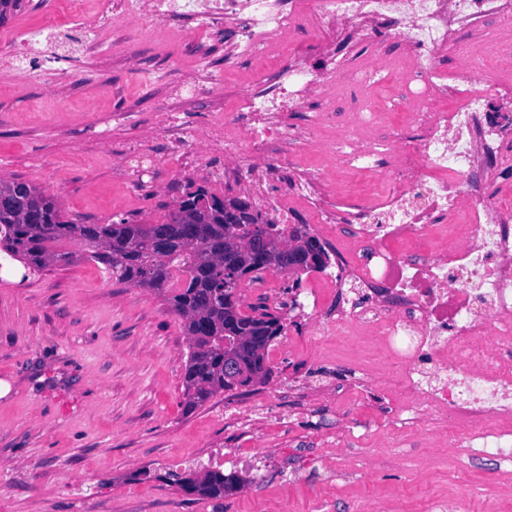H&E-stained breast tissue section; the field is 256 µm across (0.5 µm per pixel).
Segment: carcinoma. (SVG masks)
I'll use <instances>...</instances> for the list:
<instances>
[{
	"mask_svg": "<svg viewBox=\"0 0 512 512\" xmlns=\"http://www.w3.org/2000/svg\"><path fill=\"white\" fill-rule=\"evenodd\" d=\"M224 204L190 183L162 223L78 224L35 184L0 178V252L21 263L26 278L55 263L93 261L119 282L157 291L189 339L182 387L185 409L192 412L219 393L268 379L265 352L283 328L263 304L243 312L240 296L224 294V279L243 283L264 272L307 270L321 262L315 237L299 231L289 246L272 220L227 224ZM254 239L264 242L263 264L249 249ZM64 241H77L83 250H56ZM169 478L184 492L211 499L242 485L219 468Z\"/></svg>",
	"mask_w": 512,
	"mask_h": 512,
	"instance_id": "carcinoma-1",
	"label": "carcinoma"
}]
</instances>
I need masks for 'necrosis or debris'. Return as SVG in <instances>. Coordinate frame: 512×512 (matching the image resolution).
I'll list each match as a JSON object with an SVG mask.
<instances>
[{"label":"necrosis or debris","mask_w":512,"mask_h":512,"mask_svg":"<svg viewBox=\"0 0 512 512\" xmlns=\"http://www.w3.org/2000/svg\"><path fill=\"white\" fill-rule=\"evenodd\" d=\"M80 25L93 37L144 36L190 23L196 67L208 57L275 59L269 82L248 85L235 112L205 129L166 113L172 153L193 172L220 153L223 180L276 186L263 209L290 229L294 203L312 205L337 273H300L295 306L321 336L381 352L395 372L387 394L400 432L447 425L441 453L470 449L512 487V81L488 74L486 55L512 66V0H93ZM490 51L469 46L477 28ZM351 37L372 44L368 63L326 54L308 64L294 40ZM50 27L0 41V64L40 72ZM398 54L383 52L385 43ZM461 62L443 63L448 53ZM305 109L302 123L281 113ZM376 185L373 200L324 199L325 173L289 179L306 151ZM334 291L335 315L320 296Z\"/></svg>","instance_id":"1"}]
</instances>
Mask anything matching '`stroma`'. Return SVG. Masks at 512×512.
Wrapping results in <instances>:
<instances>
[{"label": "stroma", "instance_id": "stroma-1", "mask_svg": "<svg viewBox=\"0 0 512 512\" xmlns=\"http://www.w3.org/2000/svg\"><path fill=\"white\" fill-rule=\"evenodd\" d=\"M69 8L63 0L49 17L28 4L5 24L58 29L44 78L0 67V178L37 184L83 224L162 219L190 182L223 194L208 175L223 156L182 174L162 112L201 126L235 111L257 67L225 66L215 48L208 70L222 75L220 91L188 99L177 82L196 65L193 44L94 47L67 23ZM141 139L159 160L146 188L120 174L124 150ZM266 280L265 293L248 284L242 293L284 320L267 352L271 376L187 413L189 341L158 293L112 280L92 261L54 264L22 283L0 279V381L9 385L0 397V512H428L429 499L450 489L474 493L472 512L499 508L491 470L472 466L468 451L457 458L460 477L426 464L424 448L379 466L396 435L383 382L347 410L339 392L351 369L337 362L335 337L288 321L287 275ZM260 404L267 418L242 424ZM214 466L243 480L221 500L161 479Z\"/></svg>", "mask_w": 512, "mask_h": 512}]
</instances>
